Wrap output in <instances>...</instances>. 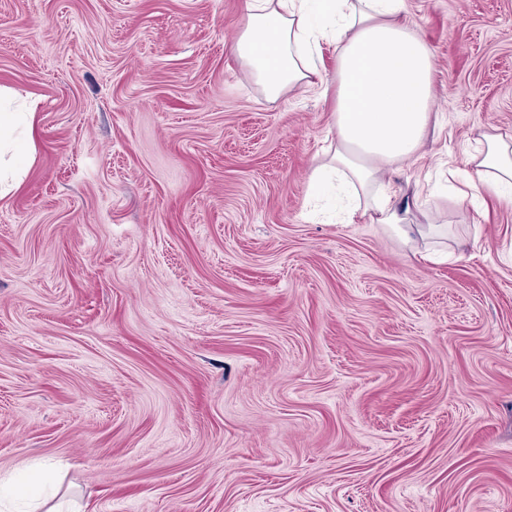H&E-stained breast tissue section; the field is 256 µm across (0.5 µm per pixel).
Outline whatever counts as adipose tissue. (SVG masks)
<instances>
[{
	"instance_id": "adipose-tissue-1",
	"label": "adipose tissue",
	"mask_w": 512,
	"mask_h": 512,
	"mask_svg": "<svg viewBox=\"0 0 512 512\" xmlns=\"http://www.w3.org/2000/svg\"><path fill=\"white\" fill-rule=\"evenodd\" d=\"M245 24L234 47L243 75L278 98L285 88L336 82V146L309 177L318 196L339 191L348 219L385 225L419 259L417 216L391 186L416 163L431 126L433 53L405 0H242ZM335 59L326 76L322 46ZM33 110L0 88V200L18 190L35 161ZM458 200H512V134H480Z\"/></svg>"
}]
</instances>
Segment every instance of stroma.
I'll use <instances>...</instances> for the list:
<instances>
[{
    "label": "stroma",
    "mask_w": 512,
    "mask_h": 512,
    "mask_svg": "<svg viewBox=\"0 0 512 512\" xmlns=\"http://www.w3.org/2000/svg\"><path fill=\"white\" fill-rule=\"evenodd\" d=\"M432 262L311 215L334 97L269 100L241 0H0L36 160L0 201V474L84 512H512V205L447 196L512 133V0H406Z\"/></svg>",
    "instance_id": "obj_1"
}]
</instances>
